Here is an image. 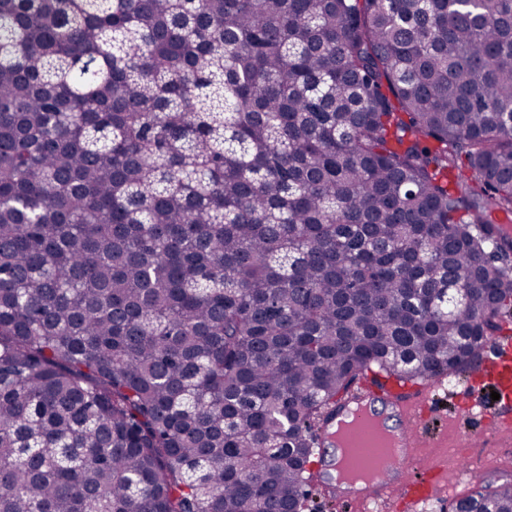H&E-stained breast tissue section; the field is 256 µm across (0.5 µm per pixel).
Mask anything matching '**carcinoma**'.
<instances>
[{
    "label": "carcinoma",
    "instance_id": "1",
    "mask_svg": "<svg viewBox=\"0 0 512 512\" xmlns=\"http://www.w3.org/2000/svg\"><path fill=\"white\" fill-rule=\"evenodd\" d=\"M511 223L512 0H0V512H303L356 381L512 330Z\"/></svg>",
    "mask_w": 512,
    "mask_h": 512
}]
</instances>
